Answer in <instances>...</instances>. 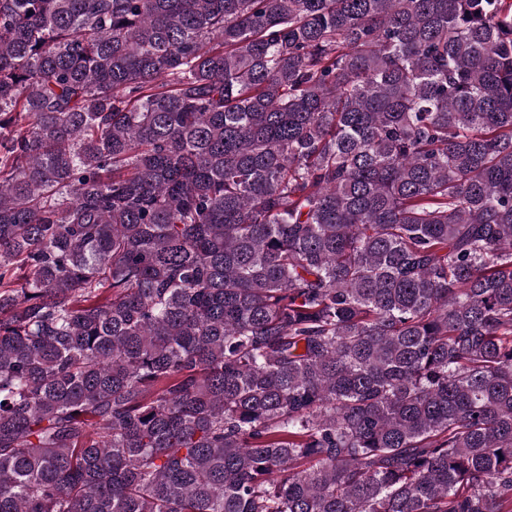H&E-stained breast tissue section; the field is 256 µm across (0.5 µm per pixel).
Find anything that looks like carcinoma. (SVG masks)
<instances>
[{"label": "carcinoma", "mask_w": 512, "mask_h": 512, "mask_svg": "<svg viewBox=\"0 0 512 512\" xmlns=\"http://www.w3.org/2000/svg\"><path fill=\"white\" fill-rule=\"evenodd\" d=\"M0 512H512V0H0Z\"/></svg>", "instance_id": "obj_1"}]
</instances>
